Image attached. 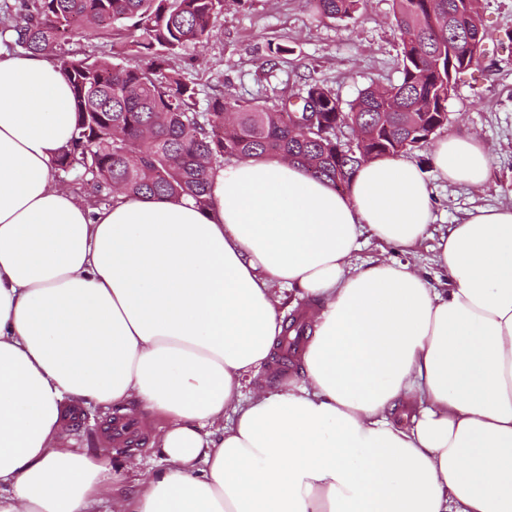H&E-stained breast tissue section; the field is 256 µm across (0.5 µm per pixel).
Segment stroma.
I'll use <instances>...</instances> for the list:
<instances>
[{"instance_id":"stroma-1","label":"stroma","mask_w":512,"mask_h":512,"mask_svg":"<svg viewBox=\"0 0 512 512\" xmlns=\"http://www.w3.org/2000/svg\"><path fill=\"white\" fill-rule=\"evenodd\" d=\"M394 9V0H366L353 18L339 21L321 17L305 0H224L210 41L186 47L171 65L205 96H268L293 103L306 85L325 82L345 105L368 86L398 81L401 56ZM480 12L487 30L482 54L460 75L448 101V120L434 136H477L491 158L488 179L480 189L452 184L435 172L431 148L409 155L432 186L431 231L436 235L474 209L512 205V0H481ZM383 258L410 263L434 287L448 285L447 274L432 261L430 241L406 255L371 238L354 262ZM112 418L109 411L83 409L65 422L62 440L81 452L106 447L102 428ZM136 423L133 444L110 448L113 466L124 469L130 483L165 465L148 437L159 418L143 415Z\"/></svg>"}]
</instances>
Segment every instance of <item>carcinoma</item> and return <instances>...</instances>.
I'll list each match as a JSON object with an SVG mask.
<instances>
[{
  "label": "carcinoma",
  "mask_w": 512,
  "mask_h": 512,
  "mask_svg": "<svg viewBox=\"0 0 512 512\" xmlns=\"http://www.w3.org/2000/svg\"><path fill=\"white\" fill-rule=\"evenodd\" d=\"M328 19L344 20L364 0H306ZM400 35V79L386 89L368 87L344 110L323 84L308 86L296 110L257 97L214 96L200 110L199 91L170 57L202 47L213 33L224 0H14L0 5V47L49 51L92 29L125 46L144 64L61 53L58 62L73 94L75 133L56 161L100 201L189 195L206 202L210 172L232 160L277 157L332 184H350L364 163L421 149L424 135L448 120L447 71L433 61L456 50L454 74L476 63L485 30L467 0H395ZM348 129L355 146L337 151Z\"/></svg>",
  "instance_id": "carcinoma-1"
}]
</instances>
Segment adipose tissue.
Instances as JSON below:
<instances>
[{
	"label": "adipose tissue",
	"mask_w": 512,
	"mask_h": 512,
	"mask_svg": "<svg viewBox=\"0 0 512 512\" xmlns=\"http://www.w3.org/2000/svg\"><path fill=\"white\" fill-rule=\"evenodd\" d=\"M74 128L53 57L0 50V512L112 497L111 458L61 443L71 405L162 420L166 466L116 512H512V206L435 239L439 290L406 263L353 262L366 235L404 253L432 237L411 160L364 163L342 193L253 158L215 168L203 207L92 210L55 183ZM432 162L472 187L490 168L473 135ZM285 291L312 309L300 374L244 396Z\"/></svg>",
	"instance_id": "obj_1"
}]
</instances>
